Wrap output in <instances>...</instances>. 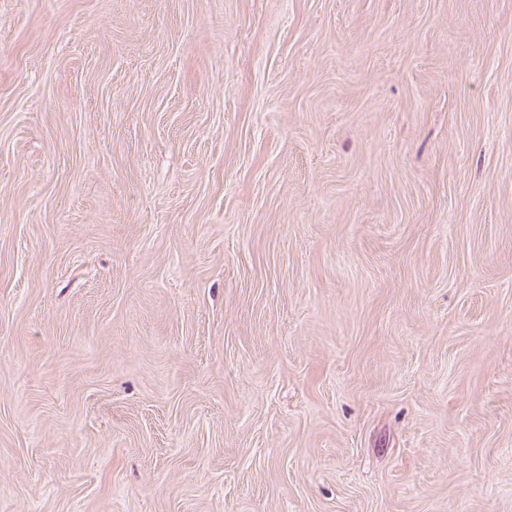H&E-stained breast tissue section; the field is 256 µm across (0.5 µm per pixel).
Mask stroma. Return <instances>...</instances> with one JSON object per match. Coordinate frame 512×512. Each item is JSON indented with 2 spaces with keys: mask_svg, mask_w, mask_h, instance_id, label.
<instances>
[{
  "mask_svg": "<svg viewBox=\"0 0 512 512\" xmlns=\"http://www.w3.org/2000/svg\"><path fill=\"white\" fill-rule=\"evenodd\" d=\"M0 512H512V0H0Z\"/></svg>",
  "mask_w": 512,
  "mask_h": 512,
  "instance_id": "obj_1",
  "label": "stroma"
}]
</instances>
